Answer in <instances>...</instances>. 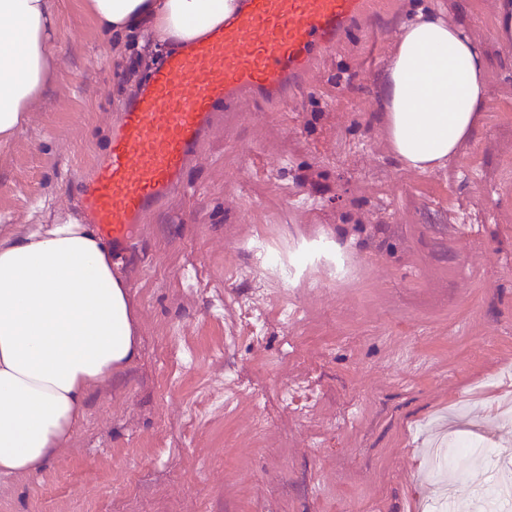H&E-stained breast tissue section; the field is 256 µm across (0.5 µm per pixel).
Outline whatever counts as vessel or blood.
Wrapping results in <instances>:
<instances>
[{
    "label": "vessel or blood",
    "instance_id": "b4317fda",
    "mask_svg": "<svg viewBox=\"0 0 512 512\" xmlns=\"http://www.w3.org/2000/svg\"><path fill=\"white\" fill-rule=\"evenodd\" d=\"M368 0H238L221 26L167 54L124 106L112 148L79 185L83 221L113 252L183 185L217 112L240 95L284 100L317 57L366 14Z\"/></svg>",
    "mask_w": 512,
    "mask_h": 512
}]
</instances>
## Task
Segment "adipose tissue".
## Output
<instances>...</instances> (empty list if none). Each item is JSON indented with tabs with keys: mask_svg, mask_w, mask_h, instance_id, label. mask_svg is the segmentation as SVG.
Returning a JSON list of instances; mask_svg holds the SVG:
<instances>
[{
	"mask_svg": "<svg viewBox=\"0 0 512 512\" xmlns=\"http://www.w3.org/2000/svg\"><path fill=\"white\" fill-rule=\"evenodd\" d=\"M107 34L149 23L156 40L191 42L235 0H85ZM52 0H0V145L50 76ZM489 99L481 46L436 12L405 23L384 96L387 136L406 167L456 154ZM127 288L88 225L71 219L0 235V477L39 472L67 443L93 388L137 357Z\"/></svg>",
	"mask_w": 512,
	"mask_h": 512,
	"instance_id": "1",
	"label": "adipose tissue"
}]
</instances>
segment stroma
Listing matches in <instances>:
<instances>
[{
  "instance_id": "obj_1",
  "label": "stroma",
  "mask_w": 512,
  "mask_h": 512,
  "mask_svg": "<svg viewBox=\"0 0 512 512\" xmlns=\"http://www.w3.org/2000/svg\"><path fill=\"white\" fill-rule=\"evenodd\" d=\"M52 83L0 148V229L75 216L111 145L131 56L176 41L101 33L56 0ZM282 105L220 112L182 190L119 259L139 355L92 392L36 474L0 479V512H470L488 467L429 476L450 426L512 458V40L500 0H369ZM432 9L490 64L473 136L421 173L392 154L382 95L402 25ZM332 246L259 267L253 244Z\"/></svg>"
}]
</instances>
